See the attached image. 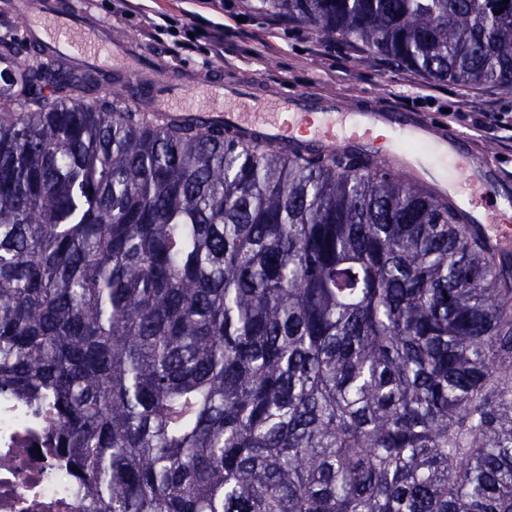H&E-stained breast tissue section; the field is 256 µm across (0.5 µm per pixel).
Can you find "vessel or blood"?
<instances>
[{"instance_id":"b4317fda","label":"vessel or blood","mask_w":512,"mask_h":512,"mask_svg":"<svg viewBox=\"0 0 512 512\" xmlns=\"http://www.w3.org/2000/svg\"><path fill=\"white\" fill-rule=\"evenodd\" d=\"M15 6L29 19L30 39L73 56L75 65L124 69L136 59L125 42L112 39L110 27L77 14H56L50 0H16ZM205 94L207 106L196 111V119L222 121L233 132L278 146L371 151L387 172L427 178L439 190L449 191L497 249H512V184L502 179L493 161L475 157L462 134L433 127L399 109L351 112L332 97L312 103L295 97L262 110L239 97L228 112L223 87L207 86Z\"/></svg>"}]
</instances>
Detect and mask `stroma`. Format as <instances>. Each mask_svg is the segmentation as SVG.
Masks as SVG:
<instances>
[{
  "instance_id": "stroma-1",
  "label": "stroma",
  "mask_w": 512,
  "mask_h": 512,
  "mask_svg": "<svg viewBox=\"0 0 512 512\" xmlns=\"http://www.w3.org/2000/svg\"><path fill=\"white\" fill-rule=\"evenodd\" d=\"M60 2L110 25L133 52L185 89L205 75L260 98L329 96L361 112L400 108L466 135L474 151L497 162L512 183V145L501 144L498 130L477 131L469 118L473 112L512 113L511 89L440 84L414 70L369 61L361 45L258 13L256 0H243L237 12L209 0H133L135 14L127 18L121 14L124 0ZM172 17L200 29L192 47L178 46V34L167 27Z\"/></svg>"
}]
</instances>
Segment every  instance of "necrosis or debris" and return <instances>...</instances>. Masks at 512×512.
<instances>
[{"label": "necrosis or debris", "mask_w": 512, "mask_h": 512, "mask_svg": "<svg viewBox=\"0 0 512 512\" xmlns=\"http://www.w3.org/2000/svg\"><path fill=\"white\" fill-rule=\"evenodd\" d=\"M43 433L0 401V512H85L72 469L54 449H38Z\"/></svg>", "instance_id": "obj_1"}]
</instances>
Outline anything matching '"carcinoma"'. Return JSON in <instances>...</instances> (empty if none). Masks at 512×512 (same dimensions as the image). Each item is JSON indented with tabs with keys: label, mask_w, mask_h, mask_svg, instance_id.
I'll use <instances>...</instances> for the list:
<instances>
[{
	"label": "carcinoma",
	"mask_w": 512,
	"mask_h": 512,
	"mask_svg": "<svg viewBox=\"0 0 512 512\" xmlns=\"http://www.w3.org/2000/svg\"><path fill=\"white\" fill-rule=\"evenodd\" d=\"M512 89V0H257ZM14 12L0 59L19 56ZM0 89V397L90 512H512V255L355 149L174 120L52 51Z\"/></svg>",
	"instance_id": "carcinoma-1"
}]
</instances>
